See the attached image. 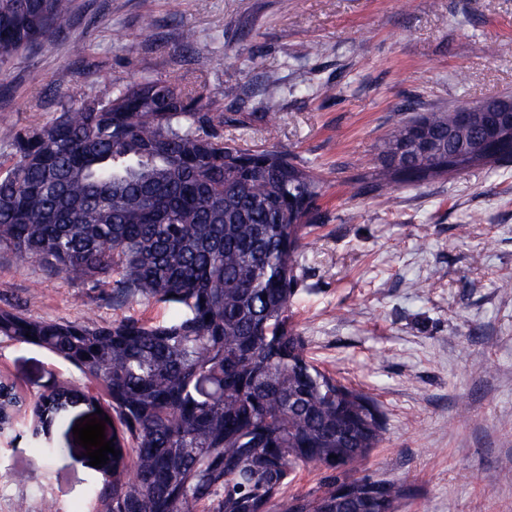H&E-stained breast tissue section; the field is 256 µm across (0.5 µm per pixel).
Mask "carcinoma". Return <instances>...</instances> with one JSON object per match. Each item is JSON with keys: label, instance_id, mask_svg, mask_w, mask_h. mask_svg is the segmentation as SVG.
Segmentation results:
<instances>
[{"label": "carcinoma", "instance_id": "carcinoma-1", "mask_svg": "<svg viewBox=\"0 0 512 512\" xmlns=\"http://www.w3.org/2000/svg\"><path fill=\"white\" fill-rule=\"evenodd\" d=\"M74 0H0V64L54 36ZM165 79L131 83L48 123L1 128L0 251L119 302L155 300L166 323L108 325L0 308V336L34 343L102 387L112 410L109 479L94 512H398L404 485L364 472L386 427L375 400L316 366L290 326L303 230L324 195L308 167L224 139V113ZM260 119L280 108L270 82ZM457 108L384 136L371 191L429 183L512 154L461 151L483 124ZM401 153L404 165L393 164ZM88 400L61 386L28 403L27 432ZM324 469L288 493L290 475Z\"/></svg>", "mask_w": 512, "mask_h": 512}]
</instances>
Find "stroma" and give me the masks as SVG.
I'll return each instance as SVG.
<instances>
[{
    "instance_id": "obj_1",
    "label": "stroma",
    "mask_w": 512,
    "mask_h": 512,
    "mask_svg": "<svg viewBox=\"0 0 512 512\" xmlns=\"http://www.w3.org/2000/svg\"><path fill=\"white\" fill-rule=\"evenodd\" d=\"M75 0L56 36L0 65V127L26 129L163 78L224 114V136L309 166L325 192L290 306L309 355L376 400L369 474L406 482L399 512H512V166L400 184L362 177L397 121L512 97V0ZM274 124L257 120L265 77ZM109 324L174 308L113 302L0 251V307ZM30 395L75 382L46 349L0 340V378ZM70 408L47 441L0 437V512H93L100 475ZM54 448V455L43 452Z\"/></svg>"
}]
</instances>
